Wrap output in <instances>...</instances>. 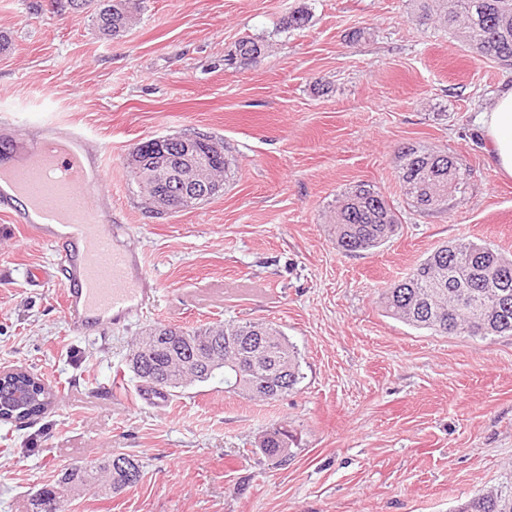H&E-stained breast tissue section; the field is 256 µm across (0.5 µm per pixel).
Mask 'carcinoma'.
Here are the masks:
<instances>
[{
	"label": "carcinoma",
	"mask_w": 512,
	"mask_h": 512,
	"mask_svg": "<svg viewBox=\"0 0 512 512\" xmlns=\"http://www.w3.org/2000/svg\"><path fill=\"white\" fill-rule=\"evenodd\" d=\"M95 5L99 33L117 38L128 28L137 9L135 0H56L60 10L84 9ZM420 26L437 25L479 58L512 67V0H419L415 16ZM195 163L212 171L213 180L224 183L229 159L211 137H205ZM140 158L132 171L136 196L148 197L146 188L156 182L153 167L155 142L147 140L134 147ZM397 176L409 204L421 214L445 210L467 183L468 170L454 157L421 145L408 144L397 152ZM336 246L347 253L377 249L399 232L395 212L382 192L369 183L344 190L336 199L334 219ZM391 317L416 329L446 336H501L512 334V259L486 243L458 241L444 243L404 279L382 294ZM165 336L180 337L179 349L190 356L195 351H212L223 360L224 385L239 396L273 400L288 394L300 382L298 352L276 324L245 320L225 328L192 329L163 326ZM167 341L154 346L140 362L130 364L134 375L150 387L149 371H161L171 361ZM283 372L282 381L270 377ZM290 434L287 425L267 430L260 448L269 457L288 458ZM113 457L64 472L57 484L36 494L39 512H65V491L108 478L117 492L140 481L141 465L134 462V474L116 470ZM456 512H512V490H490L470 498Z\"/></svg>",
	"instance_id": "carcinoma-1"
}]
</instances>
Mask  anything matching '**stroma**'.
<instances>
[{"label":"stroma","instance_id":"stroma-1","mask_svg":"<svg viewBox=\"0 0 512 512\" xmlns=\"http://www.w3.org/2000/svg\"><path fill=\"white\" fill-rule=\"evenodd\" d=\"M139 3L107 40L89 12L0 0V115L76 127L105 153L103 187L156 286L130 326L77 337L51 278L55 248L0 218V367L29 370L51 392L44 414L0 422V512H36L39 489L112 453L138 460L140 481L81 491L68 512H454L512 488V335L440 336L381 302L442 243L512 256V179L476 125L512 68L419 27L414 0ZM298 10L308 22L288 27ZM246 39L261 54L244 63ZM196 133L224 144L222 191L151 217L126 154ZM411 143L469 169L448 211L407 203L395 167ZM361 182L401 229L351 255L332 217L337 195ZM243 319L281 325L298 351L303 377L288 395L245 399L218 372L164 408L140 400L128 359L145 329ZM281 422L293 434L283 463L259 447Z\"/></svg>","mask_w":512,"mask_h":512}]
</instances>
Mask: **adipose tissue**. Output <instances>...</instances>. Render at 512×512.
Returning <instances> with one entry per match:
<instances>
[{
	"label": "adipose tissue",
	"instance_id": "obj_1",
	"mask_svg": "<svg viewBox=\"0 0 512 512\" xmlns=\"http://www.w3.org/2000/svg\"><path fill=\"white\" fill-rule=\"evenodd\" d=\"M497 173L512 178V82L502 84L492 108L478 116Z\"/></svg>",
	"mask_w": 512,
	"mask_h": 512
}]
</instances>
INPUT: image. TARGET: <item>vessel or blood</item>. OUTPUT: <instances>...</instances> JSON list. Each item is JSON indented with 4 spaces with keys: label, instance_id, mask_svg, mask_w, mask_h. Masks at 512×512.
Masks as SVG:
<instances>
[{
    "label": "vessel or blood",
    "instance_id": "b4317fda",
    "mask_svg": "<svg viewBox=\"0 0 512 512\" xmlns=\"http://www.w3.org/2000/svg\"><path fill=\"white\" fill-rule=\"evenodd\" d=\"M0 138L14 145L0 156L7 176L0 216L59 246L55 275L69 329L93 337L146 311L155 289L145 250L117 240L119 227L105 207L111 196L102 186L104 155L88 151L82 131L57 124L27 136L0 118Z\"/></svg>",
    "mask_w": 512,
    "mask_h": 512
}]
</instances>
